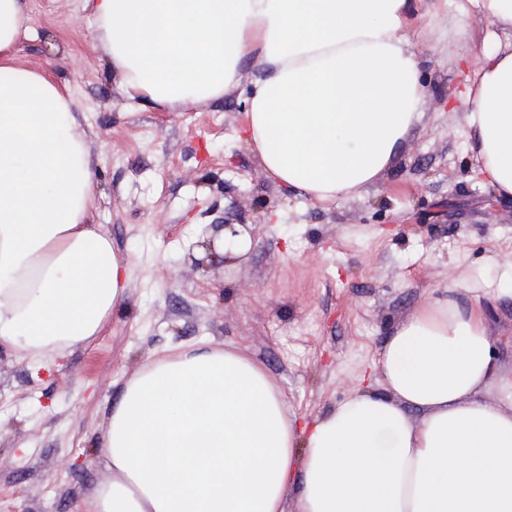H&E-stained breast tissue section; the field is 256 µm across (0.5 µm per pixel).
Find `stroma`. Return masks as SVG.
<instances>
[{"label":"stroma","instance_id":"1","mask_svg":"<svg viewBox=\"0 0 512 512\" xmlns=\"http://www.w3.org/2000/svg\"><path fill=\"white\" fill-rule=\"evenodd\" d=\"M19 66L72 89L96 181V221L132 262L126 300L89 346L36 368L0 351V512H73L102 481L99 443L125 382L171 344L204 339L262 362L300 421L376 387L389 328L438 283L493 281L512 259V205L493 200L454 116L493 49L488 28L422 49L424 116L362 196L320 205L288 194L246 150L249 82L167 111L129 98L81 0H30ZM242 224V259L196 264L185 243Z\"/></svg>","mask_w":512,"mask_h":512}]
</instances>
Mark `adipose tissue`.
I'll return each mask as SVG.
<instances>
[{
	"mask_svg": "<svg viewBox=\"0 0 512 512\" xmlns=\"http://www.w3.org/2000/svg\"><path fill=\"white\" fill-rule=\"evenodd\" d=\"M126 92L185 109L249 81L246 147L318 204L368 192L400 157L428 88L419 46L480 17L506 36L457 94L495 199L512 200V0H84ZM29 0H0V350L31 363L88 345L131 262L93 221L95 185L68 86L19 67ZM251 58L255 73L241 64ZM443 282L390 329L357 391L299 425L264 365L176 345L124 385L100 448L108 477L77 512H512V363L484 298Z\"/></svg>",
	"mask_w": 512,
	"mask_h": 512,
	"instance_id": "1",
	"label": "adipose tissue"
}]
</instances>
